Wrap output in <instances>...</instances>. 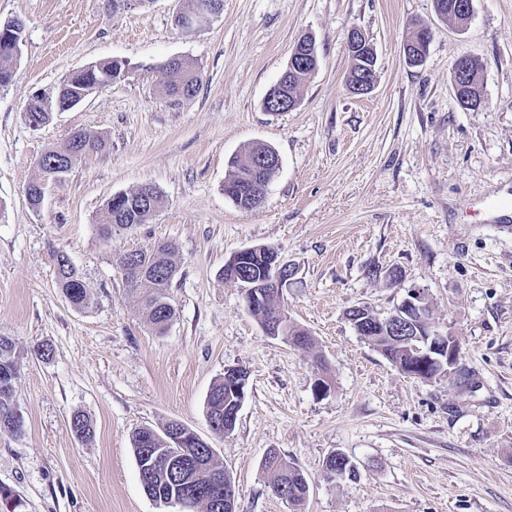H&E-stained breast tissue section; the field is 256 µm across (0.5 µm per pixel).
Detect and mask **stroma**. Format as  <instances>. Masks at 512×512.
Here are the masks:
<instances>
[{"instance_id": "35a3bbf8", "label": "stroma", "mask_w": 512, "mask_h": 512, "mask_svg": "<svg viewBox=\"0 0 512 512\" xmlns=\"http://www.w3.org/2000/svg\"><path fill=\"white\" fill-rule=\"evenodd\" d=\"M181 0H0V22L25 24L0 90V336L19 354L14 401L21 433L0 431V490L16 512H159L143 492L135 429L177 420L230 472L237 512H296L272 495L262 461L277 450L307 477L297 512H512V0H473L466 26L434 0H224L202 27L174 19ZM431 39L423 64L403 43ZM376 53L375 86L349 94L347 34ZM316 44L319 66L299 105L272 114L264 98L294 44ZM483 61L484 104L461 108L452 66ZM190 61L194 97L165 89L163 63ZM127 61L124 78L40 128L23 117L33 94L55 95L72 72ZM105 150L49 183L41 209L25 189L37 159L68 133ZM281 166L264 203L224 194L229 160L256 145ZM153 186L148 223L103 239L112 195ZM175 245L164 333L127 290L120 257ZM279 251L297 274L283 302L315 339L305 350L266 336L244 291L220 271L234 252ZM65 252L89 294L73 306L55 284ZM399 269L394 288L368 277ZM428 295L437 327L455 336L468 385L408 376L356 334L348 308L381 314L406 289ZM49 344L43 359L36 349ZM322 356L331 389L313 390ZM248 374L235 430L209 428L205 401L225 368ZM94 424L78 438L74 413ZM336 451L359 477L327 482Z\"/></svg>"}]
</instances>
